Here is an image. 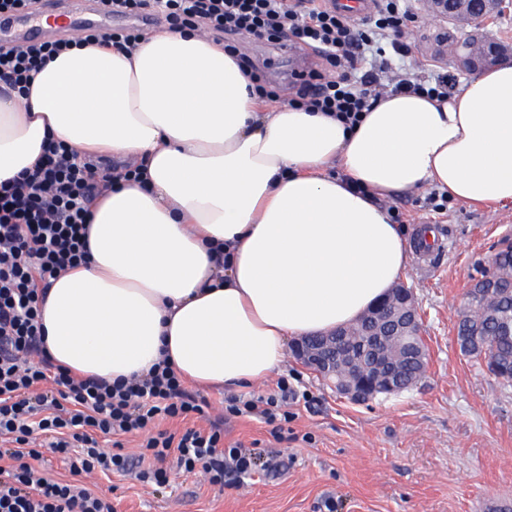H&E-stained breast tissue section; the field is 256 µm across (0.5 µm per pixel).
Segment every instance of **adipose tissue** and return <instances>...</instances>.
<instances>
[{
  "label": "adipose tissue",
  "instance_id": "obj_1",
  "mask_svg": "<svg viewBox=\"0 0 512 512\" xmlns=\"http://www.w3.org/2000/svg\"><path fill=\"white\" fill-rule=\"evenodd\" d=\"M249 84L223 44L166 27L131 53L66 50L28 95L0 84V184L49 138L142 172L91 203L90 262L47 290L55 365L112 382L165 356L199 388L259 384L290 338L353 322L404 274L384 199L512 206V65L446 97L389 93L351 129Z\"/></svg>",
  "mask_w": 512,
  "mask_h": 512
}]
</instances>
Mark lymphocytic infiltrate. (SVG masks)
I'll list each match as a JSON object with an SVG mask.
<instances>
[{
  "label": "lymphocytic infiltrate",
  "mask_w": 512,
  "mask_h": 512,
  "mask_svg": "<svg viewBox=\"0 0 512 512\" xmlns=\"http://www.w3.org/2000/svg\"><path fill=\"white\" fill-rule=\"evenodd\" d=\"M113 12L165 19L170 25L285 41L314 50L321 66L309 73L292 98L310 112H326L353 126L388 90L429 96L448 93L443 76L421 77L392 69L389 52H403V37L416 15L406 0H376L372 14L356 17L335 0H101ZM140 29L89 32L30 44L0 47V82L27 93L33 72L69 47L107 43L130 52ZM116 174L81 160L62 142L46 145L42 163L0 185V512H113L109 499L78 478L100 470L126 471L122 435L148 431L142 447L153 460L147 475L168 484V461L211 483L225 484L255 473L259 456L242 444L225 445L224 422L181 435L155 430L157 420L202 413L168 360L141 377L109 383L77 379L53 364L43 347V290L65 270L87 263L88 205ZM288 382L249 400L229 398L227 412L265 424L290 422ZM112 436L104 451L98 435ZM70 460L72 481L46 479L34 467L43 449Z\"/></svg>",
  "instance_id": "1"
}]
</instances>
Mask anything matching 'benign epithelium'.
Listing matches in <instances>:
<instances>
[{"mask_svg": "<svg viewBox=\"0 0 512 512\" xmlns=\"http://www.w3.org/2000/svg\"><path fill=\"white\" fill-rule=\"evenodd\" d=\"M427 10L448 18L450 23H476L502 13L512 5V0H424ZM457 67L465 72L477 73L485 68L512 62V49L494 39L478 34L461 48H452ZM360 322L366 329L361 336H380L383 327L394 326L398 346L387 357L401 361L414 352L412 338L420 330V315L414 302V291L404 283L394 285L385 297L368 309ZM345 330H334L316 337H305L292 347L293 355L320 378L330 382L340 397L354 402H365L379 394H395L398 386L391 376L377 367L372 373L363 372L347 354L336 352V340Z\"/></svg>", "mask_w": 512, "mask_h": 512, "instance_id": "7a95c632", "label": "benign epithelium"}]
</instances>
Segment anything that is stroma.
I'll use <instances>...</instances> for the list:
<instances>
[{
	"instance_id": "35a3bbf8",
	"label": "stroma",
	"mask_w": 512,
	"mask_h": 512,
	"mask_svg": "<svg viewBox=\"0 0 512 512\" xmlns=\"http://www.w3.org/2000/svg\"><path fill=\"white\" fill-rule=\"evenodd\" d=\"M407 42L409 54L393 59L422 76L442 74L462 86L468 73L430 47L444 20L419 13ZM255 68L288 101L296 82L281 45L238 39ZM395 223L416 240L423 228L447 229L433 264L413 257L404 282L413 288L422 318L428 365L410 391L357 404L294 358L280 376L311 396L297 404L281 435L270 426L224 413L225 393L199 390L203 415L166 420L179 434L208 420H224V442L255 446L264 470L243 482L219 486L202 474L171 469L170 485L155 491L135 472L94 475L86 484L109 497L115 512H512V386H503L461 354L455 323L464 295L487 270L500 241L512 238V207L469 205L428 190L389 201Z\"/></svg>"
}]
</instances>
